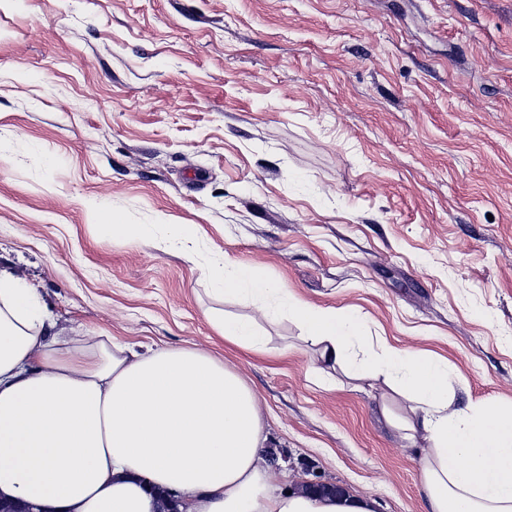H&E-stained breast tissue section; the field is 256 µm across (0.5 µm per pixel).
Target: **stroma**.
Instances as JSON below:
<instances>
[{"instance_id":"stroma-1","label":"stroma","mask_w":512,"mask_h":512,"mask_svg":"<svg viewBox=\"0 0 512 512\" xmlns=\"http://www.w3.org/2000/svg\"><path fill=\"white\" fill-rule=\"evenodd\" d=\"M151 233L101 234L87 204ZM188 225L202 256L164 251ZM259 265L373 338L512 401V0H18L0 7V266L65 336L209 352L256 393L269 462L424 512L369 386L221 342L204 259ZM289 347L287 356L276 349Z\"/></svg>"}]
</instances>
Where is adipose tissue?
<instances>
[{
  "instance_id": "obj_1",
  "label": "adipose tissue",
  "mask_w": 512,
  "mask_h": 512,
  "mask_svg": "<svg viewBox=\"0 0 512 512\" xmlns=\"http://www.w3.org/2000/svg\"><path fill=\"white\" fill-rule=\"evenodd\" d=\"M224 341L270 351L261 325L291 318L333 383L382 384V414L420 462L426 512H512V405L457 406L447 364L373 340L365 319L322 308L251 264L208 265ZM259 399L208 352H148L56 330L36 288L0 268V499L33 512H378L374 497L283 488Z\"/></svg>"
}]
</instances>
